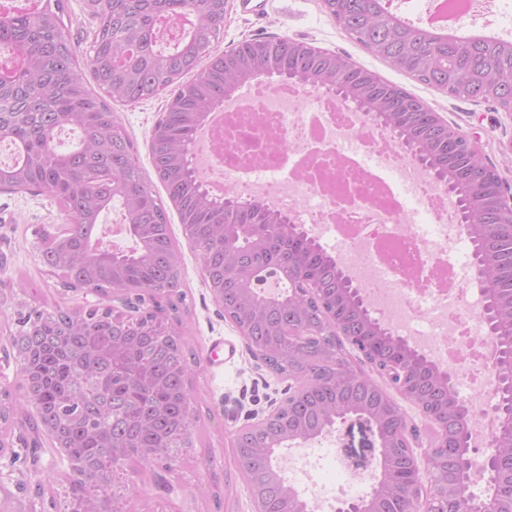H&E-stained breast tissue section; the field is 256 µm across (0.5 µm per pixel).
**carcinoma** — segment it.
Returning <instances> with one entry per match:
<instances>
[{"label":"carcinoma","mask_w":512,"mask_h":512,"mask_svg":"<svg viewBox=\"0 0 512 512\" xmlns=\"http://www.w3.org/2000/svg\"><path fill=\"white\" fill-rule=\"evenodd\" d=\"M322 7L351 39L415 80L455 98L483 100L505 111L512 107V41L441 40L424 27L391 20L379 0H322ZM84 10L97 20L99 39L79 55L65 23L67 0H35L28 10L0 0V140L13 146L12 162L0 166V174L13 191L50 193L69 220L64 233L49 225L36 230L43 265L66 288L149 291L178 309L185 294L167 211L142 175L133 143L109 104L132 105L166 94L151 137V162L185 235L201 252L208 288L249 350L272 373L302 383L276 418L242 434L240 472L262 494L279 498L288 480L273 462L275 449L323 432L332 413L362 409L375 418L388 443L391 482L373 508L404 512L408 483L397 464L405 456L399 418L371 380L352 371L336 337L327 334L326 316L378 360L396 358L400 350L391 338L367 333L357 306L337 301L336 259L290 234L261 200L230 208L223 197L203 192V177L193 165L197 131L230 86L279 68L362 98L463 186L471 184V168L480 160L467 152L459 129L436 124L419 98L349 64L345 55L271 37L243 40L226 56H211L224 29V0H84ZM182 14L194 17L193 27L177 42L163 44L161 27ZM83 66L97 90L85 83ZM65 127L79 133V142L62 150L57 135ZM112 208L120 210L136 243L118 256L108 248L93 249L104 240L101 216ZM481 220L490 293L502 321L512 322V230L492 203L482 206ZM237 224L254 225L259 243L237 244ZM268 271L281 275L284 295L310 286L315 292L295 309L281 303L257 307L249 297ZM110 317L106 311L33 308L18 314L13 345L20 400L41 407L47 427L61 431L65 443L87 461L93 489L107 494L124 488L132 510L138 494L133 475L159 464L172 472L179 465L172 449L192 446L199 416L191 406L188 379L195 361L158 315L131 317L115 328ZM301 322L317 332L288 341L289 325ZM411 393L420 404L440 406L448 423L454 422L458 404L437 372L416 365ZM20 400L0 391L1 423L10 422L11 404ZM497 451L505 469L487 494L499 495L502 512H512V441L503 439Z\"/></svg>","instance_id":"cac0c4a2"}]
</instances>
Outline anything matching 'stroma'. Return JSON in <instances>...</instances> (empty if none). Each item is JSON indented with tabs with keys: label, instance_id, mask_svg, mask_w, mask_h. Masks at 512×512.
Instances as JSON below:
<instances>
[{
	"label": "stroma",
	"instance_id": "35a3bbf8",
	"mask_svg": "<svg viewBox=\"0 0 512 512\" xmlns=\"http://www.w3.org/2000/svg\"><path fill=\"white\" fill-rule=\"evenodd\" d=\"M287 37L351 61L405 88L450 124L472 137L483 156L512 182V114L481 101L458 100L423 85L374 57L326 15L321 0H229L224 30L211 52L219 55L253 37ZM165 107L156 96L135 105L113 104L112 110L132 139L145 177H153L149 154L153 126ZM171 234L182 256V289L186 294L177 329L195 354L198 367L191 381L201 430L175 472L154 468L137 476L141 493L136 512H252L246 481L239 475L232 439L240 427L256 422L272 402L283 400L287 379L272 374L250 354L235 325L225 320L205 285L199 251L187 239L174 205L166 207ZM65 213L43 191H0V388L17 391L21 382L10 338L19 313L41 307H73L78 293L65 290L40 261L36 228L60 225ZM336 453L356 472L377 469L379 444L364 426L346 422L334 430ZM44 438L42 471L45 495L55 496L58 512H67L69 471ZM220 498H213L214 489Z\"/></svg>",
	"mask_w": 512,
	"mask_h": 512
}]
</instances>
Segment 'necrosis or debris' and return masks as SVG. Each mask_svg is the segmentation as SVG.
<instances>
[{"label": "necrosis or debris", "mask_w": 512, "mask_h": 512, "mask_svg": "<svg viewBox=\"0 0 512 512\" xmlns=\"http://www.w3.org/2000/svg\"><path fill=\"white\" fill-rule=\"evenodd\" d=\"M215 137L221 149L207 174L333 233L341 260L382 316L469 384L482 408L474 435L486 446L495 431L488 412L495 362L481 346V301L456 272L463 232L442 192L389 146L388 131L363 135L354 113L299 91L257 85L225 112ZM316 468L312 448L303 446L282 470L332 503L334 491L313 482Z\"/></svg>", "instance_id": "4bbe7bcc"}]
</instances>
